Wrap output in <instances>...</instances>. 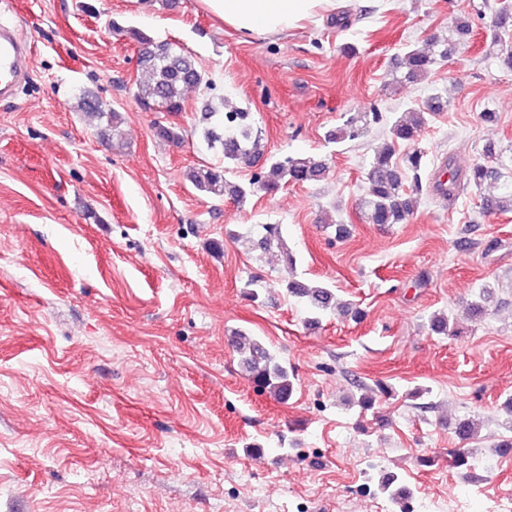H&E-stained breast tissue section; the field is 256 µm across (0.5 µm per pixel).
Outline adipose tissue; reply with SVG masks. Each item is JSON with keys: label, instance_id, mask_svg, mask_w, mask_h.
Listing matches in <instances>:
<instances>
[{"label": "adipose tissue", "instance_id": "obj_1", "mask_svg": "<svg viewBox=\"0 0 512 512\" xmlns=\"http://www.w3.org/2000/svg\"><path fill=\"white\" fill-rule=\"evenodd\" d=\"M236 31L282 35L306 20L336 12L345 0H199Z\"/></svg>", "mask_w": 512, "mask_h": 512}]
</instances>
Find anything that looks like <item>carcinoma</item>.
<instances>
[{
	"instance_id": "1",
	"label": "carcinoma",
	"mask_w": 512,
	"mask_h": 512,
	"mask_svg": "<svg viewBox=\"0 0 512 512\" xmlns=\"http://www.w3.org/2000/svg\"><path fill=\"white\" fill-rule=\"evenodd\" d=\"M496 34L489 44V55L501 68L512 70V11L499 7L492 19ZM129 38L144 47L140 64L146 80L137 86L136 98L145 110L176 113L185 110V91L205 83V74L197 69L193 58L169 42H155L146 32L130 28ZM473 27L466 18L455 22L451 34L438 37L429 48L408 46L404 49L396 69L400 70L399 83L416 84L440 58H447L457 49L467 45ZM446 108L448 101L440 93L431 94L423 105L412 108L393 119L381 112H349L336 128L327 132L326 139L333 144L354 140L368 132L372 124L388 126V136L373 150L365 169V188L359 198V211L368 224H403L414 209V197L408 194L405 180L411 178L415 192L422 190L421 174L426 169L425 152L419 141L427 126ZM215 122L204 130L207 142L220 145L224 155L222 166L194 168L189 179L194 187L213 197H229L242 203L256 190L274 193L288 183L319 182L328 172L326 159L307 153L284 154L268 161L248 183L231 180V164L247 163L261 155L263 149L259 136L248 120V113L234 112L238 120L236 131L224 133L225 113L211 111ZM479 192L487 187L494 193L483 197L488 210L512 209V154L507 155L493 142L482 148L481 158L462 172L448 166V178L434 186L443 196L457 195L461 185ZM263 251H277L285 269L296 265L294 254L288 250L278 227H267L266 234L257 242ZM286 294L300 298L315 317L327 313L341 314L358 311L338 302L336 289L331 285L300 279L296 275L281 281ZM498 303L495 289L485 286L480 289L470 305V315L479 319ZM430 329L447 336H459L462 331L446 313H437L429 320ZM233 351L257 387L269 392L278 400H287L294 390V375L288 366L277 359L271 351L254 336L238 332L232 339ZM376 488L392 505L402 506L410 497V491L399 485L397 476L385 474L377 481Z\"/></svg>"
}]
</instances>
